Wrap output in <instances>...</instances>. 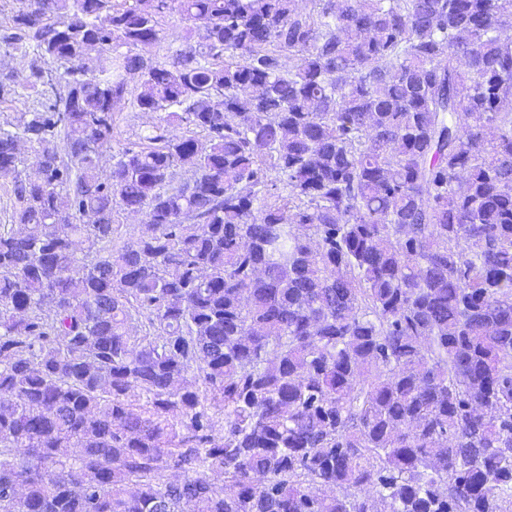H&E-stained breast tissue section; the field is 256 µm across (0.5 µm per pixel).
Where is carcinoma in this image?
Here are the masks:
<instances>
[{
	"label": "carcinoma",
	"instance_id": "carcinoma-1",
	"mask_svg": "<svg viewBox=\"0 0 512 512\" xmlns=\"http://www.w3.org/2000/svg\"><path fill=\"white\" fill-rule=\"evenodd\" d=\"M16 2L0 512H512V0ZM186 27V23L181 20L178 13L168 14L161 22L158 41L134 51L146 58L164 61L170 55L169 49H174L179 44L178 40L185 35ZM165 116L164 112H140L133 106L129 95L118 101L112 112L111 148L102 153L101 169L109 171L112 166V155L117 154L119 150L144 143L141 138L147 134L149 126L159 123ZM115 209L114 224H119L118 227L116 226L117 231L115 237H118L119 241L130 239L134 235V231H136L138 225L142 224V216L123 212L119 210L118 207Z\"/></svg>",
	"mask_w": 512,
	"mask_h": 512
}]
</instances>
